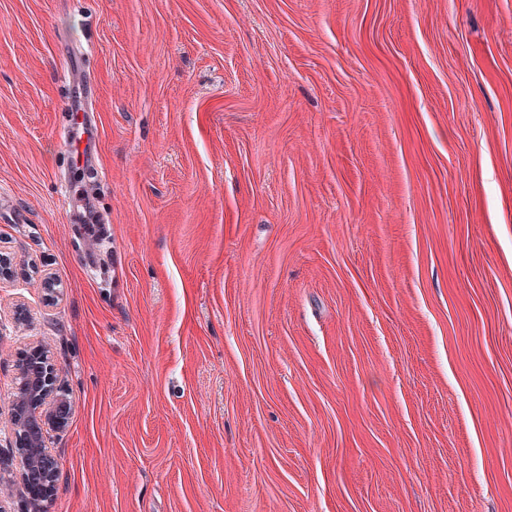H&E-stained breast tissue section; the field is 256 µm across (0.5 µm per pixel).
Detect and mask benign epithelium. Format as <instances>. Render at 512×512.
Listing matches in <instances>:
<instances>
[{
    "mask_svg": "<svg viewBox=\"0 0 512 512\" xmlns=\"http://www.w3.org/2000/svg\"><path fill=\"white\" fill-rule=\"evenodd\" d=\"M25 378L11 403L9 420L17 437L15 455L25 470L41 474L48 484L55 482L58 462L48 448L49 430L68 423L70 404L55 388L56 374L51 365L33 366L32 372L20 369Z\"/></svg>",
    "mask_w": 512,
    "mask_h": 512,
    "instance_id": "7a95c632",
    "label": "benign epithelium"
}]
</instances>
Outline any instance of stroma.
Listing matches in <instances>:
<instances>
[{"label":"stroma","mask_w":512,"mask_h":512,"mask_svg":"<svg viewBox=\"0 0 512 512\" xmlns=\"http://www.w3.org/2000/svg\"><path fill=\"white\" fill-rule=\"evenodd\" d=\"M0 255V512H512V0H0ZM20 376L25 381L9 412L10 424L17 437L14 452L26 464V474L31 471L40 473L51 486L55 482L58 462L48 448L49 430L67 425L70 404L56 391V374L51 365H34L30 373L20 368Z\"/></svg>","instance_id":"obj_1"}]
</instances>
